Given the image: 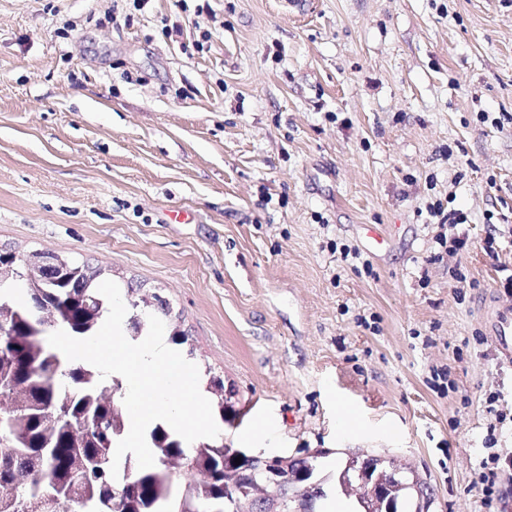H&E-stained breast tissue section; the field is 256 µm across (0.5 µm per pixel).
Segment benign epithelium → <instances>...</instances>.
I'll use <instances>...</instances> for the list:
<instances>
[{
	"label": "benign epithelium",
	"mask_w": 512,
	"mask_h": 512,
	"mask_svg": "<svg viewBox=\"0 0 512 512\" xmlns=\"http://www.w3.org/2000/svg\"><path fill=\"white\" fill-rule=\"evenodd\" d=\"M234 456L241 458V463L224 469V505L201 502L195 512H256L260 504L273 512L277 507L284 508L286 499L297 501L304 490L320 486L314 465L293 475L294 459L288 456L259 457L240 452ZM340 485L367 506L366 512H392L395 496L405 487L399 468L374 471L358 454L349 457L340 475ZM290 486L295 489L291 495ZM270 488L275 494H268Z\"/></svg>",
	"instance_id": "benign-epithelium-1"
}]
</instances>
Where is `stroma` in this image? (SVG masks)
Here are the masks:
<instances>
[{"label": "stroma", "mask_w": 512, "mask_h": 512, "mask_svg": "<svg viewBox=\"0 0 512 512\" xmlns=\"http://www.w3.org/2000/svg\"><path fill=\"white\" fill-rule=\"evenodd\" d=\"M308 2L0 0V246L167 299L225 447L328 449L314 512L353 453L512 512V0ZM491 331L499 349L508 356L512 348V307L497 308L491 312Z\"/></svg>", "instance_id": "stroma-1"}]
</instances>
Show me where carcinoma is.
<instances>
[{
    "mask_svg": "<svg viewBox=\"0 0 512 512\" xmlns=\"http://www.w3.org/2000/svg\"><path fill=\"white\" fill-rule=\"evenodd\" d=\"M13 270L8 283L19 282L22 301L9 300L0 318L11 325L0 373L15 387L0 396V512H65L68 500H80L84 512H165L169 476L174 467L209 473L196 484L194 501H224V443L202 442L185 450L176 434L159 423L146 439L154 448L155 464L140 469L126 459L133 490L117 500L113 493L125 476L110 473L112 451L125 435V421L114 401L122 380L108 377L88 363H72L48 344L57 330L84 339L95 334L108 315V302L97 291L106 280L104 269L87 261L66 259L64 268L32 269L27 258L0 247V260ZM127 320L141 333L148 315L171 314L159 295Z\"/></svg>",
    "mask_w": 512,
    "mask_h": 512,
    "instance_id": "cac0c4a2",
    "label": "carcinoma"
}]
</instances>
